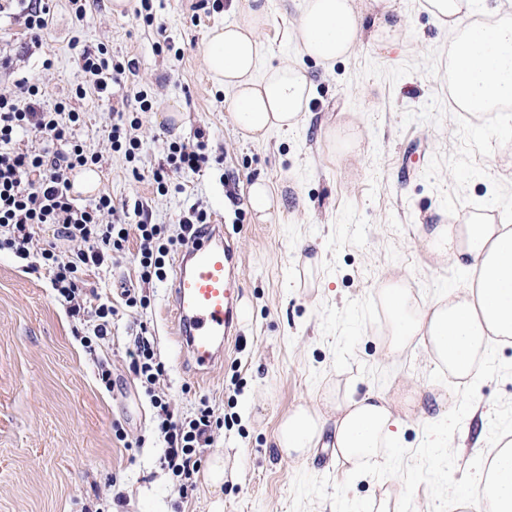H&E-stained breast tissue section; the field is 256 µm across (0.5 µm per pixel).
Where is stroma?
I'll list each match as a JSON object with an SVG mask.
<instances>
[{
	"instance_id": "obj_1",
	"label": "stroma",
	"mask_w": 512,
	"mask_h": 512,
	"mask_svg": "<svg viewBox=\"0 0 512 512\" xmlns=\"http://www.w3.org/2000/svg\"><path fill=\"white\" fill-rule=\"evenodd\" d=\"M364 34L354 53L329 67L315 64L294 36L299 0H270L259 35L262 66L308 69L309 110L288 131L265 141L240 135L228 117L230 90L210 79L200 48L215 26L235 21L232 0H151L153 25L138 19L137 0L114 13L112 0H87V20L74 19L67 0H54L49 27L33 44L15 19L0 15V42L12 75L44 85L48 102L66 101L82 114L80 134L99 154L95 188H75L83 201L111 194L116 205L142 202L154 224L177 230L190 207L213 224L232 226L244 289L241 334L223 364L200 376L181 356L165 310L170 282L137 283L132 255L88 272L89 305L119 311L95 354L81 342L91 317L71 316L45 269L0 251V512H483L474 492L473 444L498 445L512 435V343L492 346L480 376L461 384L434 360L423 340L383 358L387 329L380 282L405 276L416 296L434 302L468 287L453 264L435 265L419 234L423 224H447L470 213L512 225V111L461 117L448 102L450 30L425 9L426 0H356ZM405 25L394 48L376 35L385 8ZM132 59L136 70L99 91L88 87L72 42ZM52 60L44 69V60ZM84 97H76L77 87ZM154 99L143 114L139 175L107 140L113 109L135 110L134 94ZM204 129L209 163L201 172H170V191L154 192L149 176L172 141ZM264 179L281 193L284 212L266 223L237 215L249 187ZM137 285L146 310L121 308V291ZM154 337L165 366L160 386L175 417L207 400L223 428L205 450L197 485L179 500L158 458L156 414L130 370L129 340L140 326ZM112 371L113 390L98 379ZM456 399L454 434L436 455L423 449L436 425L409 416L393 455L377 476L353 477L324 435L307 457L290 459L275 437L282 418L304 405L330 412L348 396L369 392ZM489 409L485 422L471 418ZM224 457V482L209 466ZM120 480L126 501L112 503Z\"/></svg>"
}]
</instances>
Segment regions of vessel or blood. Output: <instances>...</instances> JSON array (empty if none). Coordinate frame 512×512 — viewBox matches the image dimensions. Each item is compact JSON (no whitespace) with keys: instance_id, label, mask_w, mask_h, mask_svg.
I'll return each instance as SVG.
<instances>
[{"instance_id":"obj_1","label":"vessel or blood","mask_w":512,"mask_h":512,"mask_svg":"<svg viewBox=\"0 0 512 512\" xmlns=\"http://www.w3.org/2000/svg\"><path fill=\"white\" fill-rule=\"evenodd\" d=\"M171 304L180 352L209 373L224 359V349L238 335L243 288L237 246L223 225H207L174 266Z\"/></svg>"}]
</instances>
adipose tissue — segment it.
Returning a JSON list of instances; mask_svg holds the SVG:
<instances>
[{
    "mask_svg": "<svg viewBox=\"0 0 512 512\" xmlns=\"http://www.w3.org/2000/svg\"><path fill=\"white\" fill-rule=\"evenodd\" d=\"M431 13L454 33L448 50V86L456 100L479 114L512 104V14L486 7L483 23H471L474 0H428ZM238 20L215 27L201 47L212 79L232 90L229 116L243 137L260 141L304 118L312 90L299 65L261 68L259 31L269 19V0H239ZM295 31L307 55L322 66L350 55L363 36L355 0H303ZM436 261H451L470 277L436 303L420 304L406 279L391 278L379 289L387 324V356L402 354L425 339L449 374L471 380L493 342L512 341V226L468 217L457 225L434 224L424 232ZM335 421L300 406L285 416L276 443L290 458L307 456L325 432L350 474L380 467L400 444L403 421L378 393L349 397ZM475 481L486 512H512V440L481 448Z\"/></svg>",
    "mask_w": 512,
    "mask_h": 512,
    "instance_id": "obj_1",
    "label": "adipose tissue"
}]
</instances>
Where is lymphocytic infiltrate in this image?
<instances>
[{
  "label": "lymphocytic infiltrate",
  "instance_id": "lymphocytic-infiltrate-1",
  "mask_svg": "<svg viewBox=\"0 0 512 512\" xmlns=\"http://www.w3.org/2000/svg\"><path fill=\"white\" fill-rule=\"evenodd\" d=\"M105 48L82 50L79 60L90 85L106 89L120 82L132 62H110ZM135 99L138 111L122 109L112 113L108 140L112 152L124 156L128 164L140 160L141 140L137 135L142 125L141 113L151 111L152 102L146 90H138ZM81 122L79 112L65 102L48 103L36 79L16 80L12 89H0V250L11 251L22 260L35 259L50 275L57 298L70 303L72 315L89 311L96 324L92 336L84 344L95 351L99 340L105 339L117 310L108 303L86 309L82 299L85 271L102 266L128 250L131 241H138L135 268L141 282L164 281L168 277L166 259L174 248L192 242L195 230L206 223L204 211L189 209L180 221V231L170 235L163 224L144 219V207L135 204L134 221L118 217L109 194H101L90 203L72 196L71 173L78 168L99 164V155L85 150L77 136ZM35 133L37 147L20 148L22 133ZM205 132L197 130L194 142H170L164 165L152 174V186L159 195L168 192L167 172H200L207 163ZM43 224H54L62 237L81 243L78 251L66 253L56 248L35 249V230ZM132 371L156 409L154 431L165 445L160 465L172 476L180 498H187L194 487V475L201 465L204 450L211 446L213 433L223 427L207 402H199L194 411L181 420H174L158 385L164 375L163 364L154 351V340L147 332L131 339Z\"/></svg>",
  "mask_w": 512,
  "mask_h": 512
}]
</instances>
